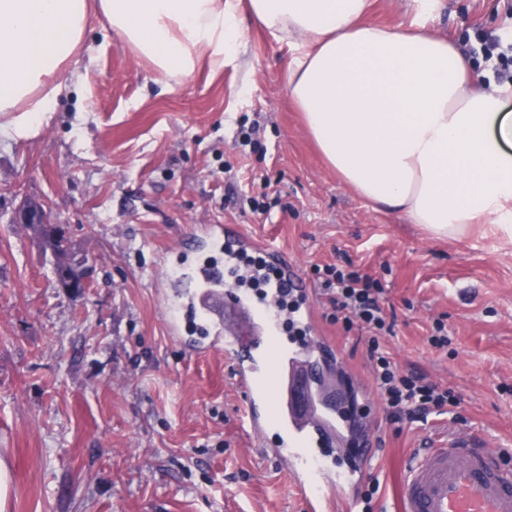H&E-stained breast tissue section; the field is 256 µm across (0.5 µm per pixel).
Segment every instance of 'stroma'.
I'll use <instances>...</instances> for the list:
<instances>
[{
    "mask_svg": "<svg viewBox=\"0 0 512 512\" xmlns=\"http://www.w3.org/2000/svg\"><path fill=\"white\" fill-rule=\"evenodd\" d=\"M507 0H441L426 31L465 54L498 30ZM413 0H368L364 24L410 27ZM224 68L199 63L174 93L91 18L71 82L36 135L0 139V461L5 512H300L287 466L242 421L244 397L223 352L172 337L162 265L207 224L270 241L302 276L352 262L395 308L384 345L405 369L452 388L436 415L373 450V512H391L408 454L478 432L512 453V238L438 237L375 207L327 166L287 90L291 51L248 13ZM257 128L249 145L240 131ZM265 197L266 215L251 198ZM47 203L88 291L58 288L50 255L11 223L21 198ZM319 328L362 378L356 333ZM444 317L452 343L424 338Z\"/></svg>",
    "mask_w": 512,
    "mask_h": 512,
    "instance_id": "stroma-1",
    "label": "stroma"
}]
</instances>
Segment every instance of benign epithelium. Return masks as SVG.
I'll return each mask as SVG.
<instances>
[{"mask_svg": "<svg viewBox=\"0 0 512 512\" xmlns=\"http://www.w3.org/2000/svg\"><path fill=\"white\" fill-rule=\"evenodd\" d=\"M10 223L29 225L53 256L56 281L61 288H88L90 278L85 261L71 253V242L59 231V223L51 216L48 206L27 199L15 208Z\"/></svg>", "mask_w": 512, "mask_h": 512, "instance_id": "1", "label": "benign epithelium"}]
</instances>
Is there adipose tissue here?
Wrapping results in <instances>:
<instances>
[{
    "instance_id": "1",
    "label": "adipose tissue",
    "mask_w": 512,
    "mask_h": 512,
    "mask_svg": "<svg viewBox=\"0 0 512 512\" xmlns=\"http://www.w3.org/2000/svg\"><path fill=\"white\" fill-rule=\"evenodd\" d=\"M244 3L287 37L288 92L359 195L439 236L512 230V86L482 80L422 29L360 24L366 0H0V137L32 136L47 120L92 13L172 93L201 60L223 68Z\"/></svg>"
}]
</instances>
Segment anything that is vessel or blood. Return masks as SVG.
<instances>
[{
    "label": "vessel or blood",
    "mask_w": 512,
    "mask_h": 512,
    "mask_svg": "<svg viewBox=\"0 0 512 512\" xmlns=\"http://www.w3.org/2000/svg\"><path fill=\"white\" fill-rule=\"evenodd\" d=\"M200 244L222 249L225 263L201 265L176 281L171 297L179 312L192 311L209 334L208 347L223 345L233 358L250 430L261 439L269 426L282 431L273 452L300 490L304 512H354L379 416L368 403L317 380V370H334L335 349L319 334L296 263L234 224L210 225ZM240 252L276 265L283 284L303 294L297 317L304 340L282 344L272 299H252L239 284ZM399 512H512V470L481 436L450 434L408 461Z\"/></svg>",
    "instance_id": "vessel-or-blood-1"
}]
</instances>
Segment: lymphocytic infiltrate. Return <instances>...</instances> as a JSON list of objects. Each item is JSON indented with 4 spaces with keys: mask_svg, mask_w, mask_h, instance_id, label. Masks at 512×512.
Instances as JSON below:
<instances>
[{
    "mask_svg": "<svg viewBox=\"0 0 512 512\" xmlns=\"http://www.w3.org/2000/svg\"><path fill=\"white\" fill-rule=\"evenodd\" d=\"M313 273L332 309L331 322L344 331L356 329L363 334L366 359L385 404L387 425L424 422L430 415L447 414L458 407L460 400L452 389L430 381L419 371L401 368L381 348L380 338L393 332L396 316L382 306V290L376 279L361 270L333 264L314 266Z\"/></svg>",
    "mask_w": 512,
    "mask_h": 512,
    "instance_id": "f902f5d3",
    "label": "lymphocytic infiltrate"
}]
</instances>
